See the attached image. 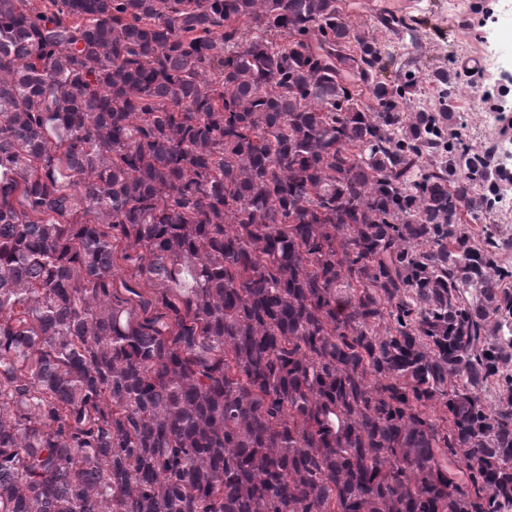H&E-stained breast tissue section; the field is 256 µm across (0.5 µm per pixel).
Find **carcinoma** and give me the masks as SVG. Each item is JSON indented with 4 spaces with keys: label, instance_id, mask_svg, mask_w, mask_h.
<instances>
[{
    "label": "carcinoma",
    "instance_id": "cac0c4a2",
    "mask_svg": "<svg viewBox=\"0 0 512 512\" xmlns=\"http://www.w3.org/2000/svg\"><path fill=\"white\" fill-rule=\"evenodd\" d=\"M385 54L338 0H0V512H512V177L475 74L405 112Z\"/></svg>",
    "mask_w": 512,
    "mask_h": 512
}]
</instances>
